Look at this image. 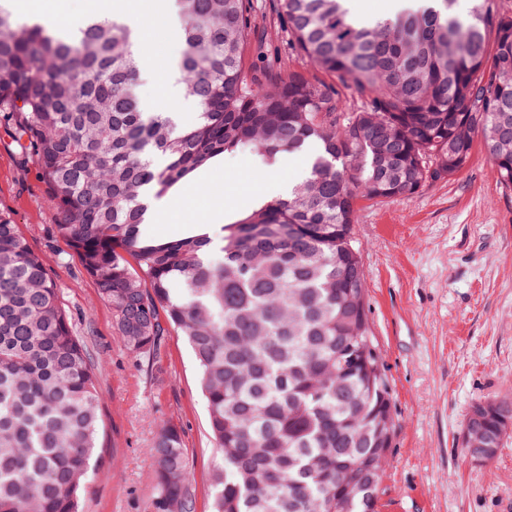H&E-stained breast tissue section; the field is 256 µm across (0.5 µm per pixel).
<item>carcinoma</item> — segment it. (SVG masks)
<instances>
[{"label":"carcinoma","mask_w":512,"mask_h":512,"mask_svg":"<svg viewBox=\"0 0 512 512\" xmlns=\"http://www.w3.org/2000/svg\"><path fill=\"white\" fill-rule=\"evenodd\" d=\"M454 5L362 25L349 0H277L288 50L310 73L265 54L252 0H178L176 69L198 111L184 128L140 107L133 23L90 18L64 34L0 0V113L34 159L58 234L148 372L162 368L171 328L194 353L223 452L213 512H380L379 482L349 492L379 454L376 420L394 427L384 363L346 353L372 337L350 251L358 203L456 177L478 134L512 185V13L476 0L461 18ZM248 148L306 152L308 176L213 240L143 238L148 184L167 192ZM477 411L487 463L512 403ZM101 429L88 351L42 258L0 211V512H81ZM148 453L155 512H193L180 429L161 426Z\"/></svg>","instance_id":"carcinoma-1"}]
</instances>
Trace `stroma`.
Wrapping results in <instances>:
<instances>
[{
  "instance_id": "1",
  "label": "stroma",
  "mask_w": 512,
  "mask_h": 512,
  "mask_svg": "<svg viewBox=\"0 0 512 512\" xmlns=\"http://www.w3.org/2000/svg\"><path fill=\"white\" fill-rule=\"evenodd\" d=\"M251 151L225 154L219 174L196 173L182 222L239 220L264 180ZM223 195V209L213 198ZM0 209L52 273L59 299L98 372L103 430L83 512H155L148 454L162 423L181 429L194 512H211L210 477L222 454L208 429L193 353L178 330L147 374L123 345L112 310L57 233L31 159L0 125ZM354 241L369 319L392 394L394 428L381 480L382 512H512V434L477 464L461 442L472 405L512 401V187L483 149L452 180L362 202Z\"/></svg>"
}]
</instances>
